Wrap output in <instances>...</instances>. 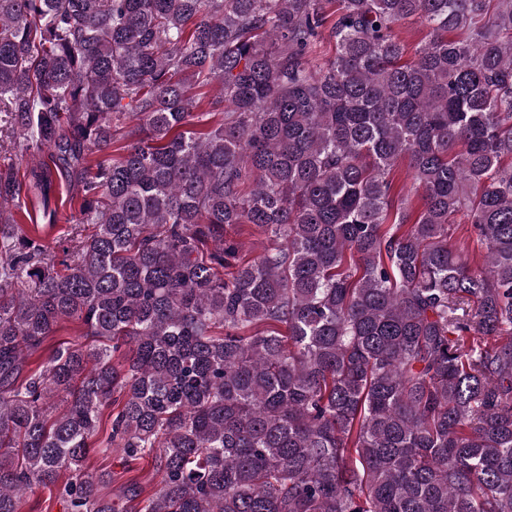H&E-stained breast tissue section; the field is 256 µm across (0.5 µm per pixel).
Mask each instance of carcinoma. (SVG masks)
I'll return each instance as SVG.
<instances>
[{"instance_id":"carcinoma-1","label":"carcinoma","mask_w":512,"mask_h":512,"mask_svg":"<svg viewBox=\"0 0 512 512\" xmlns=\"http://www.w3.org/2000/svg\"><path fill=\"white\" fill-rule=\"evenodd\" d=\"M17 138L82 201L69 263L0 166V512H512V0H0ZM110 406L134 505L87 465ZM398 34L407 48L405 58L413 57L416 49L427 40V29L419 22L407 21L399 26ZM239 238L244 242L242 257L251 260L262 251L264 235L260 234L253 226L244 225ZM84 331V326L77 321L62 323L58 326L54 334L48 337L42 345V348L32 356L28 357L26 369L30 373L38 370L52 351L60 346H65L77 340L90 342L91 339L85 340V338H83L82 334ZM87 464L91 469L109 471L112 473V483L104 489V493L112 499H118L123 495L126 484L134 478L142 490L141 497L153 494L159 487L161 476L151 460H141L135 465L133 471L129 472L123 463L122 456L118 452H111L103 455L98 452H91ZM22 512H64L63 504L50 493L48 489H37L29 494Z\"/></svg>"}]
</instances>
